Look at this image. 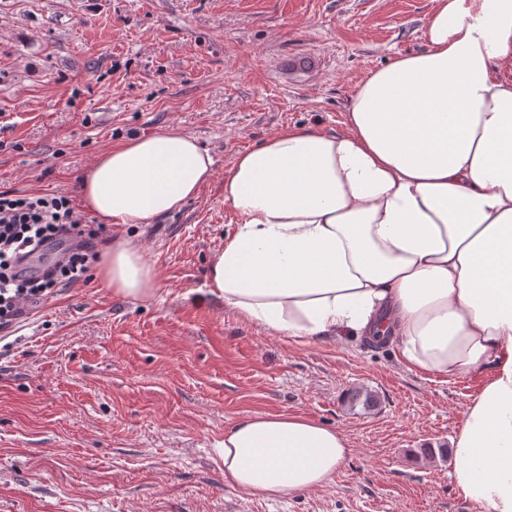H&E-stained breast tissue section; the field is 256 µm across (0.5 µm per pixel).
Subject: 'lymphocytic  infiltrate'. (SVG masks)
Returning <instances> with one entry per match:
<instances>
[{
  "label": "lymphocytic infiltrate",
  "instance_id": "1",
  "mask_svg": "<svg viewBox=\"0 0 512 512\" xmlns=\"http://www.w3.org/2000/svg\"><path fill=\"white\" fill-rule=\"evenodd\" d=\"M106 231V225L90 223L65 193L0 191V332H13L57 288L87 282ZM53 242L63 249L46 270L19 268L21 256Z\"/></svg>",
  "mask_w": 512,
  "mask_h": 512
}]
</instances>
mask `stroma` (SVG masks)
Returning a JSON list of instances; mask_svg holds the SVG:
<instances>
[{
    "mask_svg": "<svg viewBox=\"0 0 512 512\" xmlns=\"http://www.w3.org/2000/svg\"><path fill=\"white\" fill-rule=\"evenodd\" d=\"M434 0H0V191L78 196L96 156L176 127L212 183L137 242L160 285L142 304L98 278L58 289L0 338V512H483L436 453L483 377L408 371L393 348L296 346L210 296L235 227L224 170L276 130L336 132L369 71L425 47ZM376 407H349L347 391ZM256 413L336 428L333 480L276 501L224 479L215 445Z\"/></svg>",
    "mask_w": 512,
    "mask_h": 512,
    "instance_id": "1",
    "label": "stroma"
}]
</instances>
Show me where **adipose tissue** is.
Wrapping results in <instances>:
<instances>
[{
  "label": "adipose tissue",
  "instance_id": "ef3b65f1",
  "mask_svg": "<svg viewBox=\"0 0 512 512\" xmlns=\"http://www.w3.org/2000/svg\"><path fill=\"white\" fill-rule=\"evenodd\" d=\"M424 50L355 87L342 131L280 129L224 172L234 231L212 296L260 332L306 345L375 338L410 371L487 380L452 440V481L483 512H512V0H435ZM214 160L176 128L103 151L80 201L98 223L180 211ZM114 295L152 302L131 239L98 264ZM224 478L270 500L325 485L353 449L302 415L233 421Z\"/></svg>",
  "mask_w": 512,
  "mask_h": 512
}]
</instances>
